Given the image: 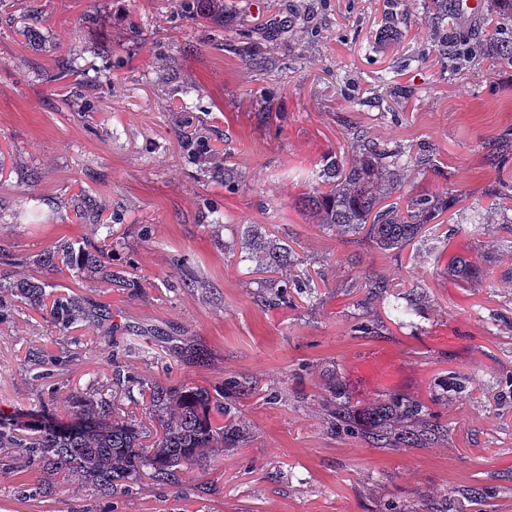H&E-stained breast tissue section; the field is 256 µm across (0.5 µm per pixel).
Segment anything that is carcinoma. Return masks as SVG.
Here are the masks:
<instances>
[{"mask_svg":"<svg viewBox=\"0 0 512 512\" xmlns=\"http://www.w3.org/2000/svg\"><path fill=\"white\" fill-rule=\"evenodd\" d=\"M491 14L495 29L512 23V0H492ZM181 12L222 11L220 0H180ZM487 58L512 63V36L491 38L481 44ZM180 148L197 162L200 175L228 190L237 185L234 170L217 160L220 151L202 130L179 131ZM430 159L404 157V152L366 135L351 150V156L333 152L315 174L318 189L301 198L302 207L321 224L348 238L365 234V238L384 250H403L415 242L425 226L455 206L451 196L421 193L403 195L407 168L427 169ZM79 220L103 221L106 235L99 245L75 247L62 242L44 252L37 262L55 271L59 265L77 274L91 273L112 284V223L116 217L102 219V210L95 200L83 198V208L76 212ZM243 258L255 263L257 271L274 273L267 278L268 294L264 299L291 302V292L301 294L309 278L293 273L291 248L281 243L262 226L249 230L241 240ZM454 276L467 280L480 277L485 269L476 261L455 255L448 264ZM51 284L28 279L0 283V314L21 302L46 312L59 331L67 332L76 325L101 328L112 324L109 305L90 299L52 296ZM389 311L397 324L403 325L415 311L410 295L395 294ZM203 348L186 340L180 358L201 362ZM115 385L125 390L138 387L149 395L148 412L160 426L155 440L145 445L143 425L122 415L116 395L103 391H73L69 396L70 421L47 418L40 408L10 414L0 413V451L18 448L22 455L16 461L59 475L66 481L77 475L98 491L112 495L126 492L147 478L155 483L178 487L184 474L199 469L224 456V451L240 447L249 425L237 408L224 402V394L211 392L203 386H162L123 372L113 370ZM329 423L336 432L354 435L374 448L401 450L428 448L439 444L445 429L432 410L423 403L399 394L365 403L355 399L335 379L326 383L321 395ZM224 420L218 424L215 416ZM494 491L488 487L456 486L439 492L420 495L397 512H460L468 504L475 512H490L488 501Z\"/></svg>","mask_w":512,"mask_h":512,"instance_id":"1","label":"carcinoma"}]
</instances>
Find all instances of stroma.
I'll use <instances>...</instances> for the list:
<instances>
[{"instance_id": "obj_1", "label": "stroma", "mask_w": 512, "mask_h": 512, "mask_svg": "<svg viewBox=\"0 0 512 512\" xmlns=\"http://www.w3.org/2000/svg\"><path fill=\"white\" fill-rule=\"evenodd\" d=\"M35 2L38 23L26 0H0V279L109 303L113 326L62 336L41 311L12 307L0 318V411L47 397L64 417L73 389L109 385L115 359L149 383L220 390L236 378L257 390L237 401L247 441L181 488L103 496L75 478L47 497L50 475L0 466V512H389L452 484L494 488L493 512H512V224L470 220L489 190L512 184V152L489 159L512 132V65L476 53L459 68L440 48L456 32L491 38L482 14L452 6L436 20L425 0H224L215 21L183 16L176 0ZM283 26L287 38L261 47L264 66L246 60L245 34ZM387 28L394 41L376 45ZM61 56L74 71L49 81ZM189 119L241 174L235 192L197 179L183 157L177 129ZM361 131L435 160L438 173L411 171L412 192L463 197L399 252L338 237L295 206L323 156ZM86 195L119 224L77 220ZM251 224L269 225L312 275L293 304H265L241 260ZM107 234L112 287L36 263L59 240ZM455 255L499 275L456 278L445 269ZM369 273L413 292L414 326L366 301ZM188 339L207 364L180 362ZM39 351L61 358L43 378L28 361ZM333 373L360 399L424 402L449 374L465 376L435 408L447 447L384 451L335 433L318 402Z\"/></svg>"}]
</instances>
